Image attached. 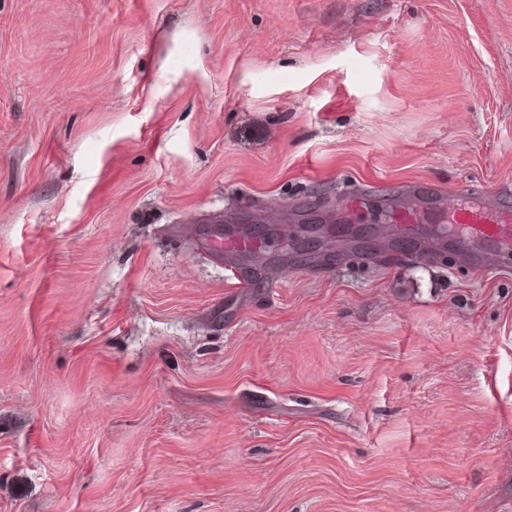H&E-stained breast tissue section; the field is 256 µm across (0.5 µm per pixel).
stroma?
I'll list each match as a JSON object with an SVG mask.
<instances>
[{
    "instance_id": "1",
    "label": "stroma",
    "mask_w": 512,
    "mask_h": 512,
    "mask_svg": "<svg viewBox=\"0 0 512 512\" xmlns=\"http://www.w3.org/2000/svg\"><path fill=\"white\" fill-rule=\"evenodd\" d=\"M512 207V0H0V512H512V254L202 230Z\"/></svg>"
}]
</instances>
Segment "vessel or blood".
I'll return each mask as SVG.
<instances>
[{
    "mask_svg": "<svg viewBox=\"0 0 512 512\" xmlns=\"http://www.w3.org/2000/svg\"><path fill=\"white\" fill-rule=\"evenodd\" d=\"M393 222L413 227L416 224H436L449 221L463 225L465 236L459 242L462 251L481 248L490 252L512 244V208L490 206L482 197H474L469 204L439 205L429 211L398 208L391 214Z\"/></svg>",
    "mask_w": 512,
    "mask_h": 512,
    "instance_id": "1",
    "label": "vessel or blood"
}]
</instances>
